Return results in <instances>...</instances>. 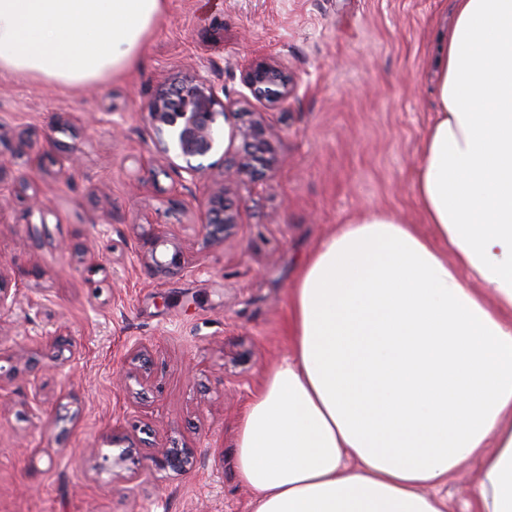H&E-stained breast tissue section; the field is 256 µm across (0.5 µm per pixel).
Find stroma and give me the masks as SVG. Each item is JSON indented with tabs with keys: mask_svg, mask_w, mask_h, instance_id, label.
Returning a JSON list of instances; mask_svg holds the SVG:
<instances>
[{
	"mask_svg": "<svg viewBox=\"0 0 512 512\" xmlns=\"http://www.w3.org/2000/svg\"><path fill=\"white\" fill-rule=\"evenodd\" d=\"M451 17L452 0H167L132 70L74 91L0 83V290L14 298L0 347L15 355L0 364V512H252L235 426L289 352V290L339 224L381 209L420 223L418 148ZM261 60L298 85L267 115L280 164L233 185L239 220L208 242L175 170L150 160L147 107L197 72L239 100ZM37 194L42 224L30 220ZM156 237L187 267L152 275L142 256ZM59 325L63 369L29 382L27 360L49 354ZM140 343L154 360L143 387L122 379ZM116 435L135 446L134 481H113L91 454ZM175 443L193 448V468L152 469Z\"/></svg>",
	"mask_w": 512,
	"mask_h": 512,
	"instance_id": "1",
	"label": "stroma"
}]
</instances>
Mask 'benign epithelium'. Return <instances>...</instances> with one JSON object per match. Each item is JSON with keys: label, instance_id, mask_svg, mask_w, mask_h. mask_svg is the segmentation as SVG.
<instances>
[{"label": "benign epithelium", "instance_id": "obj_1", "mask_svg": "<svg viewBox=\"0 0 512 512\" xmlns=\"http://www.w3.org/2000/svg\"><path fill=\"white\" fill-rule=\"evenodd\" d=\"M246 88L258 102L268 107L282 104L295 93L296 85L285 69L274 61L252 67L246 77ZM148 117L156 130L153 158L170 164L180 178V187L191 191L208 169L204 161L218 151L224 155V183L217 191L199 197L191 195L196 204L197 224L209 241H222L238 224V211L225 201L224 191L238 178L246 175L260 177L262 169H272L279 158L270 141L266 113L243 110L231 112L219 95L216 84L203 74H196L156 93L148 106ZM228 129V134L221 130ZM144 264L157 275L172 274L184 265L182 253L174 249L164 260L157 256V243L144 257ZM132 360L139 363L126 379L138 384L152 376L150 349L140 344L131 349ZM100 467L114 476L136 477L134 469L126 468L130 450L117 454L97 452ZM195 455L187 447L176 444L158 450L153 459L156 468L185 473L193 468Z\"/></svg>", "mask_w": 512, "mask_h": 512}]
</instances>
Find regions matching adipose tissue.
<instances>
[{
    "instance_id": "ef3b65f1",
    "label": "adipose tissue",
    "mask_w": 512,
    "mask_h": 512,
    "mask_svg": "<svg viewBox=\"0 0 512 512\" xmlns=\"http://www.w3.org/2000/svg\"><path fill=\"white\" fill-rule=\"evenodd\" d=\"M165 0H0V81L131 68ZM415 193L339 225L289 295L290 353L235 435L254 512H512V0H454ZM421 223V224H422ZM476 475L471 468L463 469L455 478L448 481V500L455 512L470 511L473 501L472 490Z\"/></svg>"
}]
</instances>
